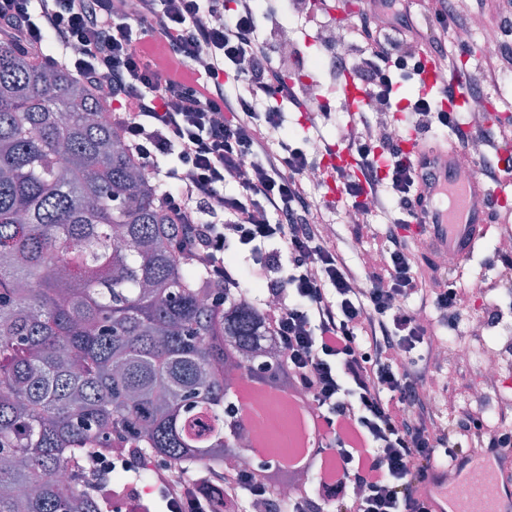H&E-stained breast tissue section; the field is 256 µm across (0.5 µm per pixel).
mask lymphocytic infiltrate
<instances>
[{
    "label": "lymphocytic infiltrate",
    "mask_w": 512,
    "mask_h": 512,
    "mask_svg": "<svg viewBox=\"0 0 512 512\" xmlns=\"http://www.w3.org/2000/svg\"><path fill=\"white\" fill-rule=\"evenodd\" d=\"M257 0H0V33L48 68L63 67L94 88L132 160L165 187L158 204L175 228V249L215 285L214 306L243 299L258 312L280 352L260 385L279 378L306 395L319 434L306 460L311 480L288 512H429L418 487L440 465L455 470L465 450L512 448V400L499 401L488 426L485 400L453 415L448 389L428 399L442 373L438 330L457 331L468 305L460 267L442 268L408 235L417 218V170L388 123L396 76L421 73L407 34L424 41L448 81L438 98L409 101L404 124L423 144L448 136L481 149L477 174L512 178V124H472L444 110L463 85L493 87L512 73V8L504 0H372L344 34V51L324 37L335 0H293L301 20L292 64L309 49L323 59L320 95L287 82L275 9ZM488 18L504 36L497 54L462 73L470 45L448 48L450 26ZM364 88L357 113L337 118L326 105L344 78ZM319 127L342 121L324 153L347 148L354 164L336 172L339 197L316 191L303 144L283 135L289 115ZM349 218L344 245L332 216ZM483 277L485 323L503 317L512 255L489 258ZM264 503L275 512L273 466L252 473L200 468L195 481L169 467L134 512H219Z\"/></svg>",
    "instance_id": "1"
}]
</instances>
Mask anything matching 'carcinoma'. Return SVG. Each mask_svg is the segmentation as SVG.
<instances>
[{
    "mask_svg": "<svg viewBox=\"0 0 512 512\" xmlns=\"http://www.w3.org/2000/svg\"><path fill=\"white\" fill-rule=\"evenodd\" d=\"M103 111L0 39V512H112L152 478L92 480L112 448L188 478L217 467L239 433L236 371L278 359L247 302L201 303L211 288L175 253L159 186Z\"/></svg>",
    "mask_w": 512,
    "mask_h": 512,
    "instance_id": "1",
    "label": "carcinoma"
}]
</instances>
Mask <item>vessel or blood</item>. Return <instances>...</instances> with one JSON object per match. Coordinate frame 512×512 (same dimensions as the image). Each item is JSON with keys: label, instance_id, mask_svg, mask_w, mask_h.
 Returning a JSON list of instances; mask_svg holds the SVG:
<instances>
[{"label": "vessel or blood", "instance_id": "b4317fda", "mask_svg": "<svg viewBox=\"0 0 512 512\" xmlns=\"http://www.w3.org/2000/svg\"><path fill=\"white\" fill-rule=\"evenodd\" d=\"M405 150L417 166L433 168L435 173L431 183L418 187L423 203L418 208L419 222L411 227L413 236L424 240L429 251L468 257L490 229L484 204L498 199V192L472 170L458 166L454 145L429 148L410 141ZM489 481L499 489L491 499L481 492ZM421 494L430 500L433 512H512V448L472 452L455 490L443 489L432 480L422 485Z\"/></svg>", "mask_w": 512, "mask_h": 512}]
</instances>
